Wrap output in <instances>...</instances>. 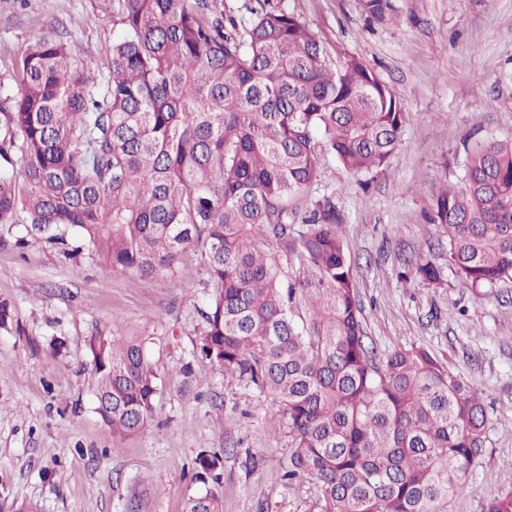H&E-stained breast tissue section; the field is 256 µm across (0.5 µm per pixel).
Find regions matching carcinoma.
<instances>
[{"instance_id": "cac0c4a2", "label": "carcinoma", "mask_w": 512, "mask_h": 512, "mask_svg": "<svg viewBox=\"0 0 512 512\" xmlns=\"http://www.w3.org/2000/svg\"><path fill=\"white\" fill-rule=\"evenodd\" d=\"M112 14L122 32L98 76L55 39L17 57V93L0 101V224L23 211L142 276L201 249L211 293L193 355L271 398L269 427L289 437L281 479L313 480L320 512H439L478 464L482 394L427 349L377 357L336 211L290 209L324 147L354 176L384 169L400 100L356 57L333 60L282 0H112ZM432 223L464 286L512 279V139L468 152ZM406 277L443 282L422 253ZM89 348L112 437L148 431L159 375L142 338L110 330ZM187 512L223 504L210 491ZM483 512H512V490Z\"/></svg>"}]
</instances>
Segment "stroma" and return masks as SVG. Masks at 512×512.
I'll return each instance as SVG.
<instances>
[{"mask_svg": "<svg viewBox=\"0 0 512 512\" xmlns=\"http://www.w3.org/2000/svg\"><path fill=\"white\" fill-rule=\"evenodd\" d=\"M284 0L331 57L353 56L388 85L406 115L385 171L356 180L327 158L293 203H330L343 221L369 348L423 347L480 389L490 413L478 465L447 512H482L511 487L512 280L473 293L448 266L446 235L432 225L443 182L464 174L467 148L512 139V0ZM120 33L112 0H0V97L15 94L14 63L53 36L90 74L104 70ZM425 254L442 287L400 278ZM200 250L175 274L115 270L88 250L61 245L25 222L0 224V512H184L208 491L224 512H318L310 480L285 485L286 434H270L269 400L192 358L208 295ZM121 327L144 337L160 381L158 412L143 435L116 441L95 412L89 343ZM191 372H184V364ZM218 455L199 475L201 453Z\"/></svg>", "mask_w": 512, "mask_h": 512, "instance_id": "35a3bbf8", "label": "stroma"}]
</instances>
